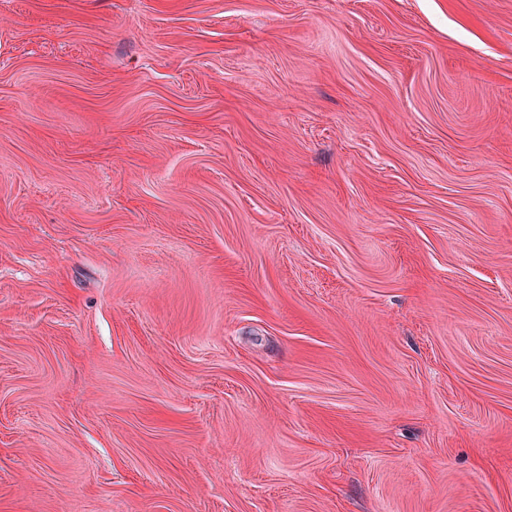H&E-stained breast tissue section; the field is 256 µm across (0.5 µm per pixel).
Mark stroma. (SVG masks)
<instances>
[{
	"mask_svg": "<svg viewBox=\"0 0 512 512\" xmlns=\"http://www.w3.org/2000/svg\"><path fill=\"white\" fill-rule=\"evenodd\" d=\"M0 512H512V0H0Z\"/></svg>",
	"mask_w": 512,
	"mask_h": 512,
	"instance_id": "35a3bbf8",
	"label": "stroma"
}]
</instances>
